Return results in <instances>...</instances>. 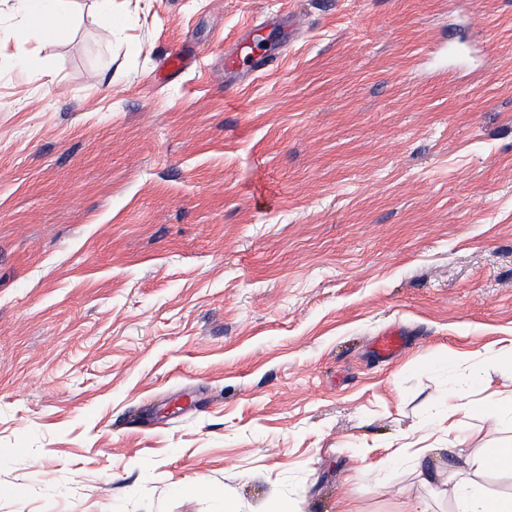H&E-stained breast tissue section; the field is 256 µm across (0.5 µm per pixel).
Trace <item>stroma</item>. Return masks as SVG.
<instances>
[{"instance_id":"obj_1","label":"stroma","mask_w":512,"mask_h":512,"mask_svg":"<svg viewBox=\"0 0 512 512\" xmlns=\"http://www.w3.org/2000/svg\"><path fill=\"white\" fill-rule=\"evenodd\" d=\"M112 2L0 16V512L512 495L470 467L512 424L441 405L512 390V0ZM64 0H4L8 11L19 20L12 29L19 43H25L32 36L46 32H59L70 24V16ZM404 340L396 332H386L379 336L374 342V353L377 357L389 360L395 357L403 348ZM469 387L467 384H457L453 387L450 395L448 396V421L451 416L459 411H480L473 406L472 401L468 400Z\"/></svg>"}]
</instances>
